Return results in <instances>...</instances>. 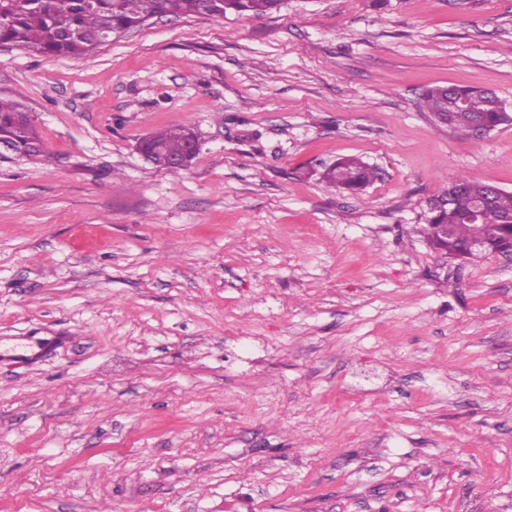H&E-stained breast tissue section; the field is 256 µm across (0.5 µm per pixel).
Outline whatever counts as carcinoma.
<instances>
[{"instance_id":"cac0c4a2","label":"carcinoma","mask_w":512,"mask_h":512,"mask_svg":"<svg viewBox=\"0 0 512 512\" xmlns=\"http://www.w3.org/2000/svg\"><path fill=\"white\" fill-rule=\"evenodd\" d=\"M281 0H0V44L11 45L43 56L90 57L103 46L101 38L112 39L139 28L155 16L263 15L280 9ZM420 106L434 118L444 117L441 124L462 136L473 135L480 123L497 128L512 123L499 97L477 86H434L420 97ZM0 137L15 144L16 152L41 156L43 143L29 116L20 106L0 100ZM198 141L195 130L181 126L154 132L141 140L151 151L152 163L173 173L168 167L170 156L183 154ZM378 176L377 171L354 157L342 158L322 174L331 188L356 193ZM450 199L448 210H432L423 229L427 241L440 237V226L448 225V252L458 253L481 233V227L469 221L474 204L493 198L488 223L512 225V193L495 191L490 185L456 176L441 193Z\"/></svg>"}]
</instances>
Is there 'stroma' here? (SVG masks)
Instances as JSON below:
<instances>
[{"mask_svg": "<svg viewBox=\"0 0 512 512\" xmlns=\"http://www.w3.org/2000/svg\"><path fill=\"white\" fill-rule=\"evenodd\" d=\"M436 85L512 111V0L0 45L45 148L0 152V512H512V260L421 233L445 178L512 192V124L435 125ZM178 126L173 174L137 143ZM378 176L377 171L354 157L342 158L322 174V181L331 188L356 193L363 190Z\"/></svg>", "mask_w": 512, "mask_h": 512, "instance_id": "1", "label": "stroma"}]
</instances>
